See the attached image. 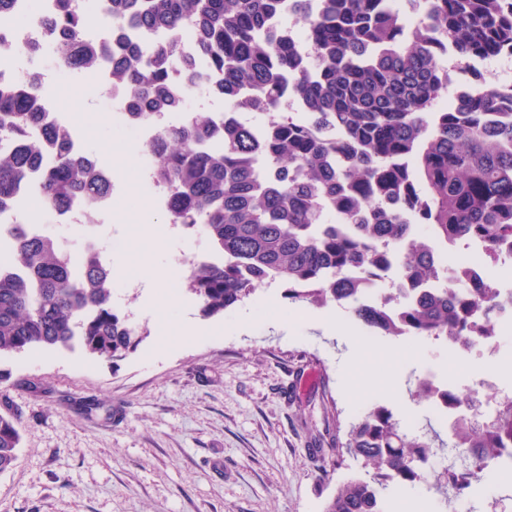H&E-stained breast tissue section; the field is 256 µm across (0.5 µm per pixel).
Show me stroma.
I'll list each match as a JSON object with an SVG mask.
<instances>
[{
	"instance_id": "1",
	"label": "stroma",
	"mask_w": 512,
	"mask_h": 512,
	"mask_svg": "<svg viewBox=\"0 0 512 512\" xmlns=\"http://www.w3.org/2000/svg\"><path fill=\"white\" fill-rule=\"evenodd\" d=\"M101 79L71 74L53 87L79 144L111 170L112 206L96 228L121 236L110 257L112 278L143 331L137 348L109 362L82 350L29 351L0 359V404L21 419L15 468L0 474V512H322L350 478L371 479L342 445L356 415L388 408L403 429L448 435L433 402L411 395L418 377L435 371L467 393L480 369L447 345L379 337L337 304L289 300L279 282H263L252 298L220 317H203L198 300L180 289L168 322L154 299L127 288L142 271L164 276L180 252L210 253L206 238L185 230L162 237L160 195L139 170L117 158L141 156L145 141L116 126L109 111L81 124L98 106ZM339 315L363 341L320 319ZM385 492L388 512H445L435 485Z\"/></svg>"
}]
</instances>
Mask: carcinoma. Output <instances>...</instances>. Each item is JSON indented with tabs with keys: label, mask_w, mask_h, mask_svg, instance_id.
Returning <instances> with one entry per match:
<instances>
[{
	"label": "carcinoma",
	"mask_w": 512,
	"mask_h": 512,
	"mask_svg": "<svg viewBox=\"0 0 512 512\" xmlns=\"http://www.w3.org/2000/svg\"><path fill=\"white\" fill-rule=\"evenodd\" d=\"M407 25L393 0H99L97 23L53 0L49 28L58 68L107 78L131 115L162 126L148 149L164 191L168 222L203 234L221 262L200 261L187 289L206 317L279 280L288 298L345 305L354 320L389 338H482L498 310L494 286L462 271L443 272L442 247L477 241L494 264L512 255V90L476 78L462 105L436 107L448 90L441 52L462 66L512 52V0H424ZM131 27L169 37L148 53L124 36L88 35ZM201 61L220 80L225 112H250L255 126L217 127L184 112L187 77ZM45 86L29 75L0 82V205L23 200L32 160L46 153L39 192L48 209L93 211L112 179L75 150L73 130L36 111ZM425 224L429 238L415 233ZM0 358L34 349L79 347L115 361L134 351L140 327L112 303V269L96 253L61 251L53 238L17 224L0 237ZM396 264L399 281L372 306L351 301ZM452 287L428 292L425 283ZM415 397L460 399L419 379ZM20 418L0 409V474L18 460ZM512 441V398L486 418L460 417L452 440L401 430L381 405L350 425L344 448L375 470L340 485L322 512H380L390 482L424 480L419 462L439 448L470 452L469 479ZM453 503L465 487L437 481Z\"/></svg>",
	"instance_id": "cac0c4a2"
}]
</instances>
